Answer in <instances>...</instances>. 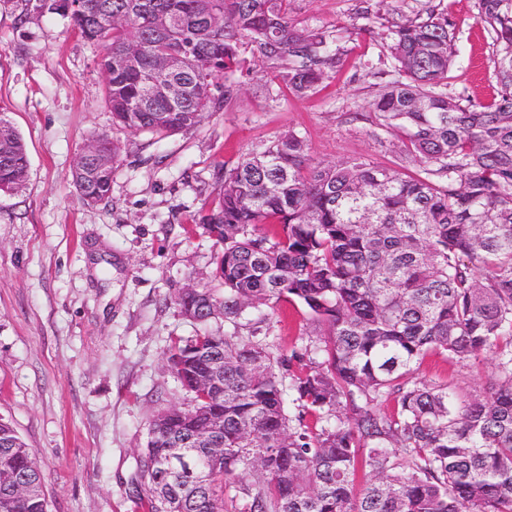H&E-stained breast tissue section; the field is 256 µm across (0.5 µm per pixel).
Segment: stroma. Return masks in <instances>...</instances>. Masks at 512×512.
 Wrapping results in <instances>:
<instances>
[{
    "label": "stroma",
    "instance_id": "stroma-1",
    "mask_svg": "<svg viewBox=\"0 0 512 512\" xmlns=\"http://www.w3.org/2000/svg\"><path fill=\"white\" fill-rule=\"evenodd\" d=\"M456 27L449 94L488 100L495 88L491 39L475 0H443ZM359 0H290L298 27H327L352 49L347 66L303 99L267 94L270 62L243 45L254 71L231 104L163 140L113 125L100 49L69 20L34 0H0V113L29 156L25 184L0 191V416L35 452L48 512H149L133 488L148 423L183 404L168 371L172 340L199 327L170 304L187 284L210 286L215 245L194 216L216 194V173L294 131L319 160L364 156L412 173L396 137L368 103L384 80L366 61L372 35L412 17L425 0H378L370 33L351 36ZM107 134L120 148L109 198L84 203L68 174L85 143ZM315 325L283 305L254 333L303 345ZM493 353L465 361L431 354L420 377L483 398Z\"/></svg>",
    "mask_w": 512,
    "mask_h": 512
}]
</instances>
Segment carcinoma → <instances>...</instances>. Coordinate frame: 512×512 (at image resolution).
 Listing matches in <instances>:
<instances>
[{
	"label": "carcinoma",
	"instance_id": "carcinoma-1",
	"mask_svg": "<svg viewBox=\"0 0 512 512\" xmlns=\"http://www.w3.org/2000/svg\"><path fill=\"white\" fill-rule=\"evenodd\" d=\"M87 2L70 25L112 68V122L159 140L232 102L251 70L244 43L297 98L350 53L298 27L290 0ZM475 4L495 52L488 102L448 95V8L380 34L389 79L370 109L420 173L316 161L290 131L219 174L197 225L219 246L211 278L224 292L170 298L200 330L165 353L188 401L149 424L135 485L150 512L168 499L177 512H512V0ZM27 163L0 115L1 191L23 186ZM113 175L100 155L71 170L88 205ZM295 302L323 326L304 346L239 334ZM217 319L233 331L210 329ZM486 351L495 378L479 400L414 374L431 353ZM0 512H47L35 453L2 417Z\"/></svg>",
	"mask_w": 512,
	"mask_h": 512
}]
</instances>
